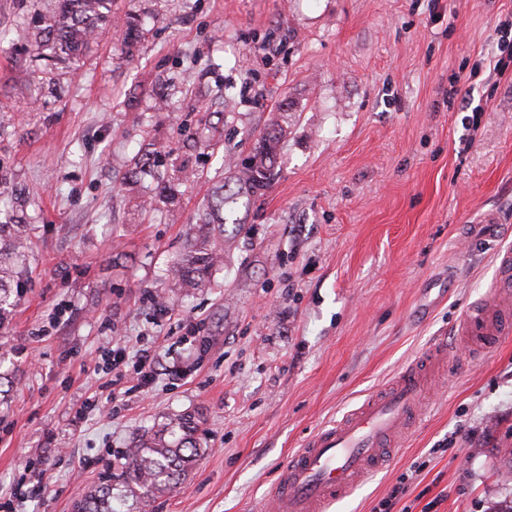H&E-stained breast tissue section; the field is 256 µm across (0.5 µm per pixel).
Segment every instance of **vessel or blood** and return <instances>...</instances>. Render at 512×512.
Returning <instances> with one entry per match:
<instances>
[{
  "instance_id": "b4317fda",
  "label": "vessel or blood",
  "mask_w": 512,
  "mask_h": 512,
  "mask_svg": "<svg viewBox=\"0 0 512 512\" xmlns=\"http://www.w3.org/2000/svg\"><path fill=\"white\" fill-rule=\"evenodd\" d=\"M497 284L482 302L462 315L459 333L472 356L484 354L494 337L512 328V247L496 255ZM447 359L441 347L418 356L381 391L317 432L291 456L272 488L265 512H323L350 495L368 474L380 469L391 448L402 446L428 370Z\"/></svg>"
}]
</instances>
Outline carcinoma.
Here are the masks:
<instances>
[{
  "instance_id": "carcinoma-1",
  "label": "carcinoma",
  "mask_w": 512,
  "mask_h": 512,
  "mask_svg": "<svg viewBox=\"0 0 512 512\" xmlns=\"http://www.w3.org/2000/svg\"><path fill=\"white\" fill-rule=\"evenodd\" d=\"M112 24V0H54L46 14L33 20V27H18L15 34L34 38L37 56L52 66L67 65L81 57L97 31ZM125 45L131 49L141 38L142 19L128 14L124 21ZM284 136V128L276 120L259 138V147L236 176L238 189L215 191L204 203L202 236H192L184 251L167 270L172 288H201L210 283L215 266L224 261L225 209L236 204L241 195L255 194L274 176L276 149ZM162 152L155 160L133 159L135 168L158 183L157 193L143 202L151 210L155 202L170 203L179 186L189 179L187 167L168 169L161 164ZM28 236L24 224H0V307L9 297V288L24 272ZM197 425L192 416L183 415L160 426L143 438L127 455V463L118 477L127 495L145 508L159 493L174 489L179 476L198 456ZM75 512H115L112 509V479L83 495L75 504Z\"/></svg>"
}]
</instances>
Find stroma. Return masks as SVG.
Returning <instances> with one entry per match:
<instances>
[{
	"instance_id": "stroma-1",
	"label": "stroma",
	"mask_w": 512,
	"mask_h": 512,
	"mask_svg": "<svg viewBox=\"0 0 512 512\" xmlns=\"http://www.w3.org/2000/svg\"><path fill=\"white\" fill-rule=\"evenodd\" d=\"M49 8L0 0V206L31 241L0 318V502L73 512L191 414L200 454L149 512H260L291 453L442 336L405 446L325 512H372L403 475L408 512H507L512 335L471 360L456 324L512 246V60L494 69L512 0H114L115 24L53 71L6 37ZM220 110L219 144L186 148ZM283 114L274 176L228 215L210 286L170 288L228 162ZM155 145L194 176L146 213L150 181L123 174ZM113 338L151 348V387L113 393ZM29 461L47 488L20 500Z\"/></svg>"
}]
</instances>
